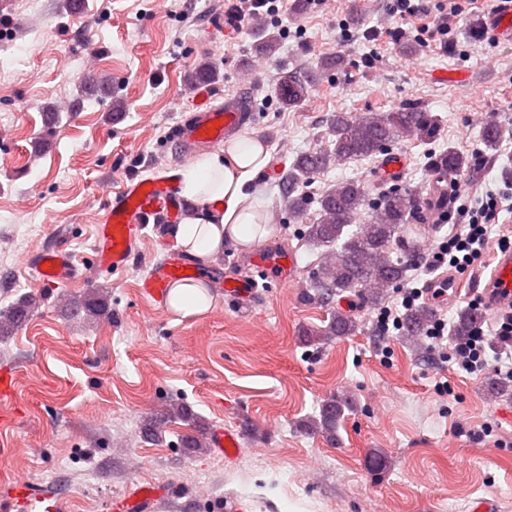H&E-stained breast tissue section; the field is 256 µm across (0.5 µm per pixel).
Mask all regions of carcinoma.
Here are the masks:
<instances>
[{"mask_svg":"<svg viewBox=\"0 0 512 512\" xmlns=\"http://www.w3.org/2000/svg\"><path fill=\"white\" fill-rule=\"evenodd\" d=\"M260 40L255 51L262 55L273 54L280 43V35L261 17L255 18ZM215 63L202 60L189 77V83L215 75ZM313 80L310 73H289L280 77L277 99L283 106L297 105ZM435 121L429 112L417 103H406L388 112H368L353 118L343 112L333 116L329 134L332 148L300 154L288 172L279 181L282 197L288 207V219L303 225L307 241L325 249L320 265L309 275L312 298L331 308L328 322L323 327L305 331L307 341L317 344L341 336H351L360 327L352 314L333 308L336 297L346 293L356 294L362 305L375 307L385 301L389 289L399 287L406 277L408 265L404 258L422 259V236L427 224L414 223L413 208L418 206L425 213H437L448 206V185L445 180L452 174L457 177L472 173L469 157L453 148L442 151L434 160L432 179L426 191L416 192L404 184L379 183L380 196L374 205L367 203L363 185L348 181L324 192L316 199L318 219L306 223L309 209L308 187L314 179L333 164L351 160L371 159L384 153L387 147L408 137L425 138L433 134ZM371 210L365 224L356 223L364 207ZM36 298L26 296L0 314V335L19 326L29 315ZM71 314L86 321H96L106 311L105 300L94 292L77 295L68 300ZM431 318L424 306L406 310L402 315L405 339L419 345L421 336ZM482 322L478 310L460 311L452 325V336L462 342ZM351 409L347 400L332 397L321 405L319 415L311 419L308 430L336 438V427ZM194 421L189 408L175 405L164 418L150 420L143 437L155 438L166 421Z\"/></svg>","mask_w":512,"mask_h":512,"instance_id":"cac0c4a2","label":"carcinoma"}]
</instances>
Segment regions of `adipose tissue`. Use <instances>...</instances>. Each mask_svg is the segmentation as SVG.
I'll list each match as a JSON object with an SVG mask.
<instances>
[{
    "instance_id": "1",
    "label": "adipose tissue",
    "mask_w": 512,
    "mask_h": 512,
    "mask_svg": "<svg viewBox=\"0 0 512 512\" xmlns=\"http://www.w3.org/2000/svg\"><path fill=\"white\" fill-rule=\"evenodd\" d=\"M268 162L259 140L243 137L224 150L196 159L179 173L181 197L190 209L173 230L177 244L199 260H207L227 245L247 247L266 236L257 212L247 207L249 185ZM168 304L177 315L207 312L211 299L199 281L176 284Z\"/></svg>"
}]
</instances>
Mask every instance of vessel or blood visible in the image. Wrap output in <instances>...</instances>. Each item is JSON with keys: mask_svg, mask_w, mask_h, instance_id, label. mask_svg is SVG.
<instances>
[{"mask_svg": "<svg viewBox=\"0 0 512 512\" xmlns=\"http://www.w3.org/2000/svg\"><path fill=\"white\" fill-rule=\"evenodd\" d=\"M486 26L497 39L512 42V0H492ZM191 122L177 124L172 136L177 165L186 164L199 145L222 146L252 115L247 96L216 103L209 85L199 84ZM175 183L168 176L146 181L128 179L112 191L104 224L99 225L94 242V260L101 268L124 270L132 258L141 225L164 220L175 222L180 215ZM249 262L258 277L279 283H295L299 272L292 255L267 250L253 251ZM191 264L171 254L141 278L139 292L154 303H164L173 283L185 280ZM35 271L45 280L62 282L74 278L77 268L70 255L58 248L42 252L34 262ZM483 311L498 314L512 311V249L496 253L494 269L482 287ZM211 447L225 453L237 452L239 434L229 428H215L209 434Z\"/></svg>", "mask_w": 512, "mask_h": 512, "instance_id": "vessel-or-blood-1", "label": "vessel or blood"}]
</instances>
